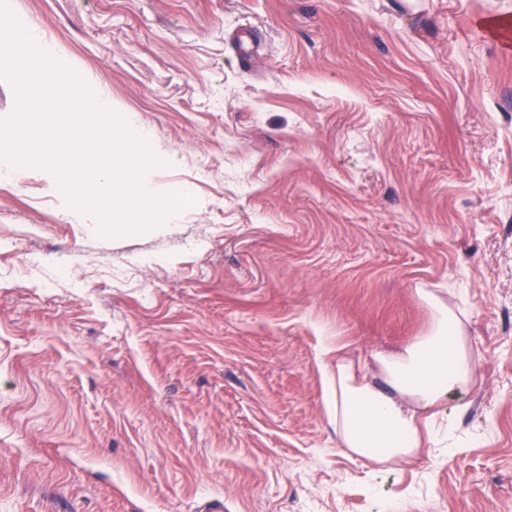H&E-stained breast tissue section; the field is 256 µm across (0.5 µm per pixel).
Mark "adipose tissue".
I'll return each instance as SVG.
<instances>
[{
  "label": "adipose tissue",
  "instance_id": "adipose-tissue-1",
  "mask_svg": "<svg viewBox=\"0 0 512 512\" xmlns=\"http://www.w3.org/2000/svg\"><path fill=\"white\" fill-rule=\"evenodd\" d=\"M416 294L432 326L396 351H377L372 368L337 356L330 378L327 418L341 452L373 463L397 462L421 445V414L468 395L477 361L458 314L435 291Z\"/></svg>",
  "mask_w": 512,
  "mask_h": 512
}]
</instances>
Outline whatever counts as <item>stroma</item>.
Segmentation results:
<instances>
[{"label": "stroma", "instance_id": "obj_1", "mask_svg": "<svg viewBox=\"0 0 512 512\" xmlns=\"http://www.w3.org/2000/svg\"><path fill=\"white\" fill-rule=\"evenodd\" d=\"M11 11L152 132L145 189L197 202L107 237L42 168L0 184V512H512V0ZM420 288L469 319L460 448L374 466L320 352L422 335Z\"/></svg>", "mask_w": 512, "mask_h": 512}]
</instances>
